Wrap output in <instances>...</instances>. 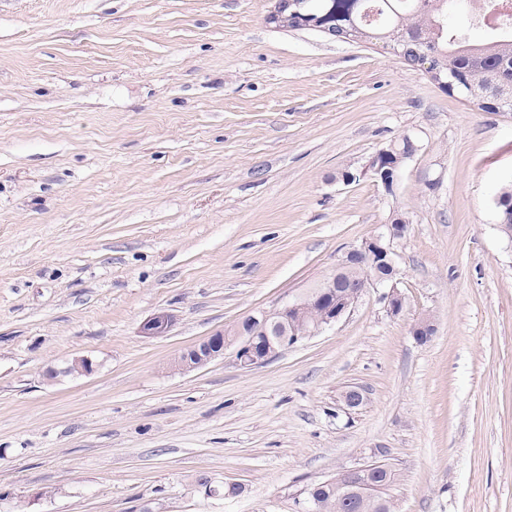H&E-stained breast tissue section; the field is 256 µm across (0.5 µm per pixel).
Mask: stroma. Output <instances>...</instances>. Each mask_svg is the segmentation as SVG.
Wrapping results in <instances>:
<instances>
[{"label":"stroma","instance_id":"35a3bbf8","mask_svg":"<svg viewBox=\"0 0 512 512\" xmlns=\"http://www.w3.org/2000/svg\"><path fill=\"white\" fill-rule=\"evenodd\" d=\"M272 7L0 0V512H298L380 452L395 512H512V112ZM405 136L388 196L361 170ZM395 210L399 316L369 288L264 366L178 370ZM494 205L498 212V229L506 238L512 239V187H505L497 193Z\"/></svg>","mask_w":512,"mask_h":512}]
</instances>
